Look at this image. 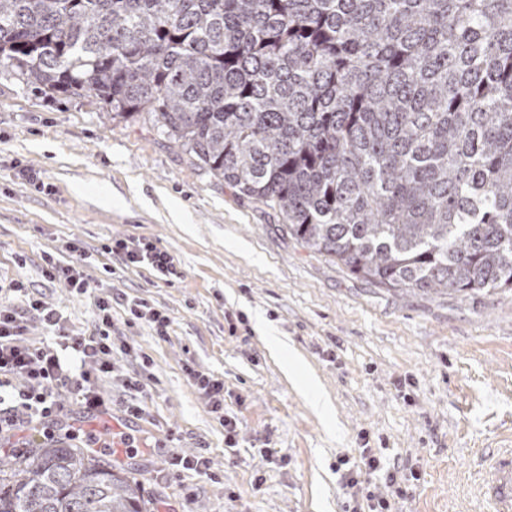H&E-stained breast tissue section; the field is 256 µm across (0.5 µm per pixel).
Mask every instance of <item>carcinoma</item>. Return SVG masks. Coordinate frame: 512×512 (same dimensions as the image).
<instances>
[{"label":"carcinoma","instance_id":"1","mask_svg":"<svg viewBox=\"0 0 512 512\" xmlns=\"http://www.w3.org/2000/svg\"><path fill=\"white\" fill-rule=\"evenodd\" d=\"M0 73L151 120L288 234L395 291L512 289V0H0ZM0 512H151L62 441Z\"/></svg>","mask_w":512,"mask_h":512}]
</instances>
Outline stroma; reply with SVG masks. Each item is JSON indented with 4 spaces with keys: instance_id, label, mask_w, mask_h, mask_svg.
Returning a JSON list of instances; mask_svg holds the SVG:
<instances>
[{
    "instance_id": "1",
    "label": "stroma",
    "mask_w": 512,
    "mask_h": 512,
    "mask_svg": "<svg viewBox=\"0 0 512 512\" xmlns=\"http://www.w3.org/2000/svg\"><path fill=\"white\" fill-rule=\"evenodd\" d=\"M116 239L168 251L182 277L125 266L109 251ZM71 241L94 290L42 273L45 255L70 260ZM13 284L60 308L74 336L93 332L97 298L116 296L113 371L98 386L140 445L94 454L136 479L152 512H347L336 463L365 443L417 472L403 512H489L486 458L512 448V290L380 288L304 249L275 210L234 193L152 121L0 77V285ZM122 295L168 315V336L129 322ZM258 315L285 354L256 330ZM288 354L305 381L289 379ZM190 367L223 380L235 446ZM137 399L145 412L133 416ZM176 455L207 457L209 474L169 466Z\"/></svg>"
}]
</instances>
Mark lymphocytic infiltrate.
<instances>
[{
	"label": "lymphocytic infiltrate",
	"instance_id": "1",
	"mask_svg": "<svg viewBox=\"0 0 512 512\" xmlns=\"http://www.w3.org/2000/svg\"><path fill=\"white\" fill-rule=\"evenodd\" d=\"M125 265L147 267L165 277L180 276L173 256L152 243L141 240H117L112 248ZM37 321L51 335L67 338L70 357H63L53 345L29 347L20 344L29 321ZM112 301L95 302V331L90 336H70L62 312L32 295L20 304H0V376L20 377L31 382L30 390L19 393L16 406L0 409V437H18L29 429H41L42 441L54 439L52 418L56 412L55 395L59 389L72 391L83 409L101 404V396L91 386L94 372L112 370ZM342 487L354 503L352 512H400L405 492L397 485L396 468L388 467L381 449L363 447L357 463L341 459ZM383 474L392 485V496L376 495L364 485L363 476Z\"/></svg>",
	"mask_w": 512,
	"mask_h": 512
}]
</instances>
